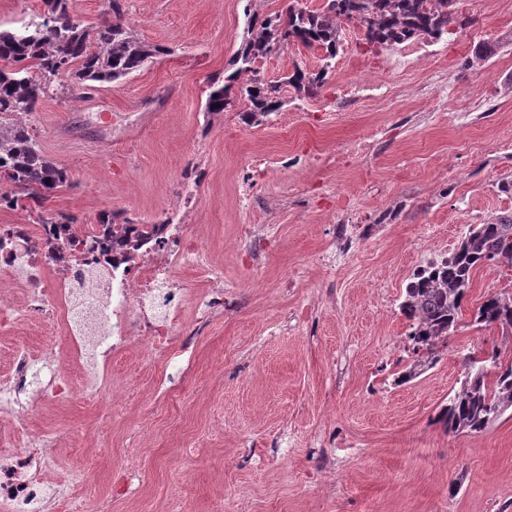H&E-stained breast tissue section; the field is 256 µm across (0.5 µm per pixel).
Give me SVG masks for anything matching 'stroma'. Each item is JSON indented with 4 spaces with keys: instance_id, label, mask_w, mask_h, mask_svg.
I'll list each match as a JSON object with an SVG mask.
<instances>
[{
    "instance_id": "1",
    "label": "stroma",
    "mask_w": 512,
    "mask_h": 512,
    "mask_svg": "<svg viewBox=\"0 0 512 512\" xmlns=\"http://www.w3.org/2000/svg\"><path fill=\"white\" fill-rule=\"evenodd\" d=\"M121 2L132 33L169 54L86 98L50 90L30 124L69 182L42 206L1 207L0 225L66 214L89 233L110 212L205 225L226 305L203 322L188 309L192 341L175 336L166 355L113 358L126 387L116 409L86 393L63 325L0 322V375L22 342L52 350L76 390L32 420L56 442L53 512H74L83 493L112 497V512H512V410L473 434L437 421L464 353L512 350L471 318L488 293L512 292V272L477 269L439 362L395 382L412 352L408 282L469 225L512 211L498 189L512 179V9L459 0L463 33L388 47L343 23L318 94L285 87L281 112L249 127L237 110L207 112L209 86L232 71L248 12L289 0ZM487 41L500 49L472 65ZM322 58L291 44L257 69L279 80ZM362 138L374 150L353 153ZM256 154L285 163L245 201ZM342 223L346 252L333 243ZM249 224L267 241L254 259L240 240Z\"/></svg>"
}]
</instances>
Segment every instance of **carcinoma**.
I'll list each match as a JSON object with an SVG mask.
<instances>
[{"mask_svg":"<svg viewBox=\"0 0 512 512\" xmlns=\"http://www.w3.org/2000/svg\"><path fill=\"white\" fill-rule=\"evenodd\" d=\"M113 19L95 28L75 22L68 0H45L47 12L12 30H0V175L15 187L0 195V203L17 208L27 200L41 205L51 193L68 183L67 171L45 156L29 128V120L52 84L63 80L83 95L95 84H111L137 72L168 52L135 37L123 20V5L113 0ZM458 0H325L320 12L307 11L293 2L282 14L254 16L236 53L239 67L224 76V84L211 83L206 100L209 112L234 106L233 87L245 104L240 120L259 126L284 105L282 85L257 77L255 63L298 44L325 52L323 66L315 72L295 69L287 79L298 94L317 95L327 83L330 60L336 57L341 21L356 15L366 43L373 46L402 44L413 38L439 40L465 27L456 9ZM124 224L120 230L116 223ZM128 220L111 212L100 224L98 245L128 242ZM512 269V212L484 224L472 225L461 244L448 257L432 261L407 284L399 310L411 323L416 360L401 375L408 382L439 361L448 336L462 315L476 270L484 265ZM480 327L512 333V294L488 295L474 310ZM465 373L459 389L438 415L446 431L472 434L512 409V355L498 349L478 361L463 355Z\"/></svg>","mask_w":512,"mask_h":512,"instance_id":"cac0c4a2","label":"carcinoma"}]
</instances>
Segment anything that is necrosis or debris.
I'll list each match as a JSON object with an SVG mask.
<instances>
[{"mask_svg":"<svg viewBox=\"0 0 512 512\" xmlns=\"http://www.w3.org/2000/svg\"><path fill=\"white\" fill-rule=\"evenodd\" d=\"M48 224H4L10 237L0 249V304L14 294L22 302L11 317L37 316L69 327L76 358L84 361L96 391L111 392L120 405L107 367L111 357L133 346L163 352L184 325L191 303L188 288L174 278L207 255V239L197 224H163L156 235L109 252L89 250L81 239H56ZM73 388L50 355L17 346L13 368L0 378V429L19 443L0 454V512H50L54 489L48 472L55 458L51 438L29 432L32 416Z\"/></svg>","mask_w":512,"mask_h":512,"instance_id":"necrosis-or-debris-1","label":"necrosis or debris"}]
</instances>
